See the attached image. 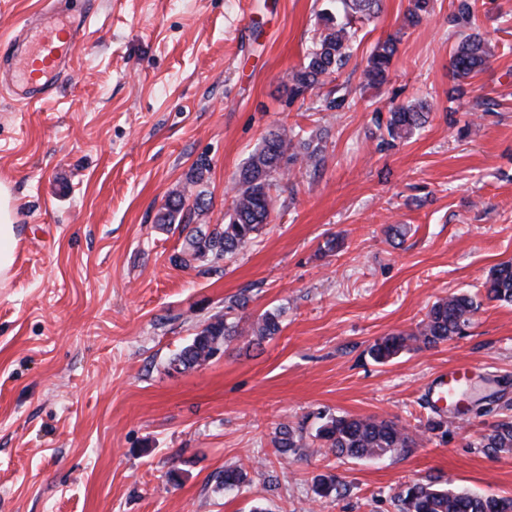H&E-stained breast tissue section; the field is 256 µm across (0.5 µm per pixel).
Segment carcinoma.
Masks as SVG:
<instances>
[{"instance_id":"obj_1","label":"carcinoma","mask_w":512,"mask_h":512,"mask_svg":"<svg viewBox=\"0 0 512 512\" xmlns=\"http://www.w3.org/2000/svg\"><path fill=\"white\" fill-rule=\"evenodd\" d=\"M333 6L319 16V28L306 55V63L292 78L289 99L303 97L307 91L323 84L324 78L345 66L356 31L354 15L370 19L379 10L380 0H331ZM433 0H412L406 21L410 26L420 24L433 10ZM478 0H451L450 20L455 25H469L475 19ZM397 51V41L389 38L378 44L368 59L364 72L368 83H382ZM491 55L484 37L474 32L457 45L452 56L454 86L448 91L453 102L465 94L462 82L481 71ZM428 119L424 105L399 106L389 112L386 131L391 140L401 139L422 127ZM323 146L314 138L298 137L285 128L269 133L262 146L254 151L241 167L235 181L232 212L222 224H193L206 209L204 194L193 203L182 196L169 199L156 218L164 228L178 224L184 233L182 249L173 262L188 266L193 261L219 260L233 255L252 244L269 223L284 176L297 163L318 168L324 161ZM487 298L502 304H512V262L494 267L485 282ZM480 303L467 294H455L436 301L418 325L407 335L385 336L377 340L369 355L377 363H385L408 347L413 341L427 348L436 347L455 336H463L472 324ZM281 312L260 314L249 328L216 316L170 358L177 370L200 367L216 357L224 345L244 334L251 342L260 343L281 331ZM319 423L313 437L330 448L337 457L353 460L369 459L388 454H400L413 448L417 440L409 430L393 421L349 415L316 413ZM280 457L287 459L305 447L304 428L282 427L274 437ZM477 447L492 451L512 450V421L491 425L476 442ZM247 474L241 469H228L219 476L218 488L232 492L241 489ZM346 485L338 477L317 475L313 492L319 498L339 495ZM400 512H512V498L494 494L453 491L437 481L413 483L397 493Z\"/></svg>"}]
</instances>
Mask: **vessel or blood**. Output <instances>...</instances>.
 Returning a JSON list of instances; mask_svg holds the SVG:
<instances>
[{"label":"vessel or blood","mask_w":512,"mask_h":512,"mask_svg":"<svg viewBox=\"0 0 512 512\" xmlns=\"http://www.w3.org/2000/svg\"><path fill=\"white\" fill-rule=\"evenodd\" d=\"M91 11L58 18L48 11L29 22L12 40L9 54L0 61V84L24 101L53 96L68 75L73 50L80 43ZM466 373L440 378L431 394L433 404L447 405Z\"/></svg>","instance_id":"b4317fda"}]
</instances>
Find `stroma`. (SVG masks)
Returning a JSON list of instances; mask_svg holds the SVG:
<instances>
[{"instance_id":"35a3bbf8","label":"stroma","mask_w":512,"mask_h":512,"mask_svg":"<svg viewBox=\"0 0 512 512\" xmlns=\"http://www.w3.org/2000/svg\"><path fill=\"white\" fill-rule=\"evenodd\" d=\"M325 5L95 0L52 97L21 105L0 89V182L18 217L0 288V512H398L400 486L433 477L512 497V451L477 445L512 418V306L484 287L512 261V0H479L492 56L460 100L448 99L461 39L450 0L414 27L411 0H382L326 87L289 101ZM391 37L387 80L367 86V59ZM331 89L341 108L325 109ZM419 102L424 126L382 145L379 120ZM279 128L323 137L322 166L293 167L253 244L172 264L183 237L156 222L169 197L206 190L199 223H223L239 169ZM202 155L199 186L188 173ZM460 291L481 303L468 335L369 356ZM241 295L246 308L230 310ZM268 310L279 335L170 366L212 317ZM458 366L487 398L432 435L430 386ZM321 410L394 421L418 443L365 461L310 437L281 460L275 429L313 430ZM229 468L247 475L233 494L217 487ZM320 474L346 493L316 498Z\"/></svg>"}]
</instances>
